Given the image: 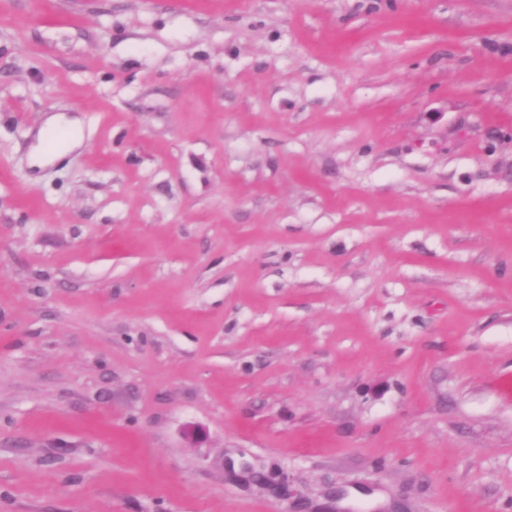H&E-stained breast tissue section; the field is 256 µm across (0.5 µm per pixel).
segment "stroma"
Listing matches in <instances>:
<instances>
[{"mask_svg":"<svg viewBox=\"0 0 512 512\" xmlns=\"http://www.w3.org/2000/svg\"><path fill=\"white\" fill-rule=\"evenodd\" d=\"M0 512H512V0H0ZM60 123L66 124V126L71 129L72 135L66 142L63 143V149L60 150L56 156H61L70 152L81 142L82 139V129L79 122L76 119H70L65 116L51 117L48 123L49 126L40 132L41 137H44L45 133L52 129L54 125H58Z\"/></svg>","mask_w":512,"mask_h":512,"instance_id":"35a3bbf8","label":"stroma"}]
</instances>
